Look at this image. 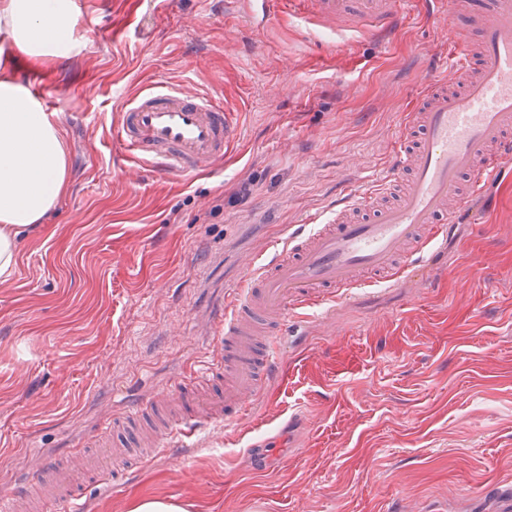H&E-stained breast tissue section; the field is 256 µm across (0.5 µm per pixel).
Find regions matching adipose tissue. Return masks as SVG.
I'll use <instances>...</instances> for the list:
<instances>
[{
  "label": "adipose tissue",
  "mask_w": 512,
  "mask_h": 512,
  "mask_svg": "<svg viewBox=\"0 0 512 512\" xmlns=\"http://www.w3.org/2000/svg\"><path fill=\"white\" fill-rule=\"evenodd\" d=\"M75 0H0V42L32 71L61 56ZM69 191L59 127L15 74L0 72V278L14 273L25 229L43 223Z\"/></svg>",
  "instance_id": "1"
}]
</instances>
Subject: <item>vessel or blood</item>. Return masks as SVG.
Segmentation results:
<instances>
[{
  "label": "vessel or blood",
  "mask_w": 512,
  "mask_h": 512,
  "mask_svg": "<svg viewBox=\"0 0 512 512\" xmlns=\"http://www.w3.org/2000/svg\"><path fill=\"white\" fill-rule=\"evenodd\" d=\"M255 1L276 16L372 36L391 32L404 2L233 0ZM424 9L447 33L448 53L433 63L425 91L404 113L383 174L336 198L330 215L313 211L303 223L283 226L270 252L246 267L240 287L213 313L219 346L212 361L179 378L164 397L176 410L172 421L140 427L155 404L128 400L123 415L105 421L118 434L112 446L39 458L28 479L0 497V512H46L56 503L83 512L71 464H88L94 483L108 486L119 475L112 461L143 466L161 439H189L202 424L238 421L272 379L284 378L281 340L296 310L336 305L369 283L396 288L415 279L488 187L512 181V0H483L477 11L470 0H425ZM238 137L236 113L192 82L138 92L113 127L135 167L165 176L212 170Z\"/></svg>",
  "instance_id": "1"
}]
</instances>
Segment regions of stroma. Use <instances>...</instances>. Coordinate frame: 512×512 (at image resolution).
<instances>
[{
    "mask_svg": "<svg viewBox=\"0 0 512 512\" xmlns=\"http://www.w3.org/2000/svg\"><path fill=\"white\" fill-rule=\"evenodd\" d=\"M71 50L16 65L62 129L70 191L0 279V496L25 458L98 444L127 395L204 364L214 307L281 226L376 178L443 31L420 7L393 40L315 35L227 0H78ZM208 85L240 138L221 169L161 179L114 145L127 98ZM249 182L246 201L231 195ZM285 340L288 379L85 512H500L512 494V200L464 224L417 288L364 286Z\"/></svg>",
    "mask_w": 512,
    "mask_h": 512,
    "instance_id": "35a3bbf8",
    "label": "stroma"
}]
</instances>
